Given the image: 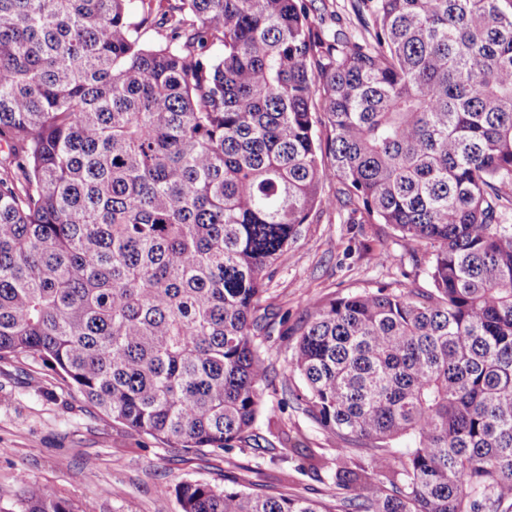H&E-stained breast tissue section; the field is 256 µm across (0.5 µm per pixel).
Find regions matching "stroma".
Listing matches in <instances>:
<instances>
[{"label": "stroma", "instance_id": "obj_1", "mask_svg": "<svg viewBox=\"0 0 512 512\" xmlns=\"http://www.w3.org/2000/svg\"><path fill=\"white\" fill-rule=\"evenodd\" d=\"M346 217L339 208L318 213L278 266L267 300L288 323L262 339L275 372L287 370L297 340L290 329L309 305L382 284L429 285L427 262L412 259L392 226ZM381 249L382 264L374 259ZM282 398L280 386L268 388L253 427L269 451L188 454L112 421L50 368L21 355L0 360V507H11L24 476L76 512H181L175 488L184 481L312 499L335 494L326 468L334 436Z\"/></svg>", "mask_w": 512, "mask_h": 512}]
</instances>
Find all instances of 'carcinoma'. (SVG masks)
<instances>
[{"instance_id":"cac0c4a2","label":"carcinoma","mask_w":512,"mask_h":512,"mask_svg":"<svg viewBox=\"0 0 512 512\" xmlns=\"http://www.w3.org/2000/svg\"><path fill=\"white\" fill-rule=\"evenodd\" d=\"M311 7L0 0V360L186 451L241 448L275 381L261 302L339 205L431 284L293 329L284 403L336 437L339 492L185 481L181 512H512V0H351L358 36ZM18 502L74 512L26 478Z\"/></svg>"}]
</instances>
